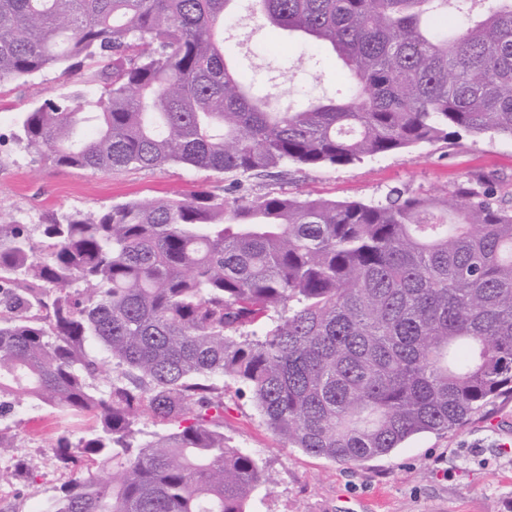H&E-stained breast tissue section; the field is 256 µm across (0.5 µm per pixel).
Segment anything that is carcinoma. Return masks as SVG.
Segmentation results:
<instances>
[{
	"mask_svg": "<svg viewBox=\"0 0 512 512\" xmlns=\"http://www.w3.org/2000/svg\"><path fill=\"white\" fill-rule=\"evenodd\" d=\"M240 0H0V80L103 64L25 113L58 165L183 164L252 178L463 135L512 139V0L454 33L450 0H250L329 48L347 94L282 108L230 64ZM0 217V417L15 392L91 414L46 512H247L270 481L224 438V383L292 448L341 464L463 424L512 395V207L480 178L385 201L284 191L128 201L37 225ZM112 374H103L106 360ZM175 426L140 428L139 409Z\"/></svg>",
	"mask_w": 512,
	"mask_h": 512,
	"instance_id": "obj_1",
	"label": "carcinoma"
}]
</instances>
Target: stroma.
I'll use <instances>...</instances> for the list:
<instances>
[{
    "instance_id": "obj_1",
    "label": "stroma",
    "mask_w": 512,
    "mask_h": 512,
    "mask_svg": "<svg viewBox=\"0 0 512 512\" xmlns=\"http://www.w3.org/2000/svg\"><path fill=\"white\" fill-rule=\"evenodd\" d=\"M226 42L258 90L274 91L281 106L299 108L310 98H334L344 88L335 58L324 50L273 33L247 13L224 26ZM87 71L56 69L34 79L0 84V214L38 220L81 210L95 211L131 200L189 196L200 190L223 194L234 179L209 169L169 164L112 172L59 166L47 151L18 142L24 112L47 99L81 89ZM493 183L502 204L512 206V140L462 137L369 157L345 166L291 165L278 177L243 179L257 196L285 191L295 196L375 203L399 188L418 196L449 190L462 180ZM224 435L231 445L257 456L272 478L250 501V512H512V396L504 395L442 433H422L391 453L355 464H339L291 448L263 423L250 395L236 383L224 389ZM0 425L17 435L16 447L0 454L10 495L0 512H33L66 484V468L48 470L50 446L89 436L90 415L16 404Z\"/></svg>"
}]
</instances>
